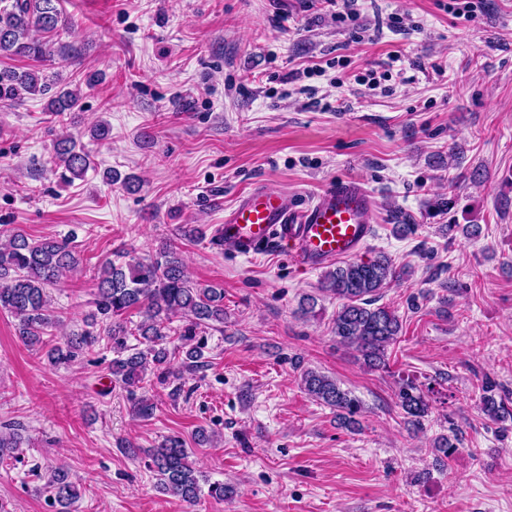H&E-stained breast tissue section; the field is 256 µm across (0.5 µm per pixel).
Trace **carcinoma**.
Returning a JSON list of instances; mask_svg holds the SVG:
<instances>
[{"label":"carcinoma","instance_id":"obj_1","mask_svg":"<svg viewBox=\"0 0 512 512\" xmlns=\"http://www.w3.org/2000/svg\"><path fill=\"white\" fill-rule=\"evenodd\" d=\"M0 55L28 59H45L56 54L65 56L70 46L54 47L49 37L62 26L56 0H0ZM49 96L45 110L64 116L80 108V88L59 84L40 70L0 69V103H12L27 96ZM55 163L61 168L59 178L65 184L84 177L93 161L70 134H62L54 145ZM204 236L199 224H179L174 239L163 244L148 258L128 252L116 254L99 268L95 278L92 304L86 315L88 329L75 334L48 350L56 366L70 364L79 354L99 343L100 335L91 331L98 322H108V343L119 356L112 359L109 371L113 379L126 388L133 411L141 418L153 415L152 398L141 393L147 375L153 374L164 384L179 373L176 354L183 355L180 367L200 371L205 367V339L201 334L216 325H224V289L192 280L179 252L178 241ZM79 258L67 239L34 240L18 231L0 245V310L18 319L19 334L28 344L47 345L44 336L62 321L61 312L51 307L48 288L61 282L75 270ZM401 277L391 259L380 254L368 261H348L325 272L324 291L340 301L334 319L336 341L357 351L370 369L385 367L388 346L400 333L401 324L394 312L378 306L380 291ZM136 309L141 320L128 328L123 315ZM181 313L188 323L179 332L182 345L169 350L164 344L169 315ZM137 336L146 344L140 350L127 344ZM305 391L315 400L336 411L339 424L347 430L359 427L361 402L332 378L313 370L302 374ZM497 385L487 379L483 386V410L493 422L512 418L495 394ZM397 397L411 422L417 426L428 415L429 403L415 380L404 379ZM22 447V436L14 428L0 432V459ZM191 451L178 437H168L149 453L148 466L157 479L160 491L192 504L199 497L200 472L190 461ZM44 489L49 493L56 512H70L79 497L77 486L68 471L52 470Z\"/></svg>","mask_w":512,"mask_h":512}]
</instances>
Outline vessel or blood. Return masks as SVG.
<instances>
[{
    "instance_id": "vessel-or-blood-1",
    "label": "vessel or blood",
    "mask_w": 512,
    "mask_h": 512,
    "mask_svg": "<svg viewBox=\"0 0 512 512\" xmlns=\"http://www.w3.org/2000/svg\"><path fill=\"white\" fill-rule=\"evenodd\" d=\"M375 200L358 181L346 180L314 195L296 209L288 193L252 188L225 211L214 236L222 250L251 257L287 248L300 269L356 257L372 232Z\"/></svg>"
}]
</instances>
